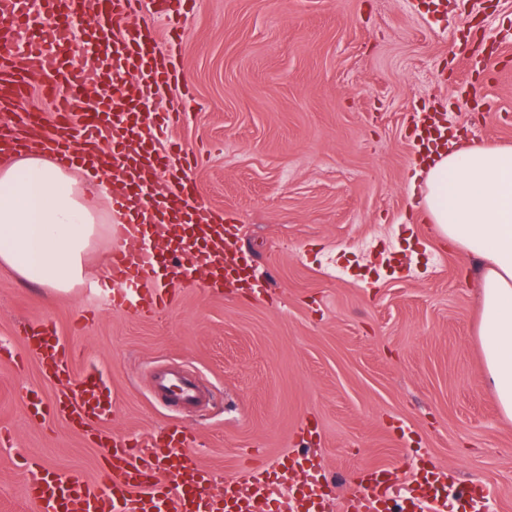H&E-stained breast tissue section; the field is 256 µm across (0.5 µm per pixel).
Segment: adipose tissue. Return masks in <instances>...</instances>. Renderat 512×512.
<instances>
[{"instance_id":"adipose-tissue-1","label":"adipose tissue","mask_w":512,"mask_h":512,"mask_svg":"<svg viewBox=\"0 0 512 512\" xmlns=\"http://www.w3.org/2000/svg\"><path fill=\"white\" fill-rule=\"evenodd\" d=\"M421 208L441 240L475 257L485 379L512 420V147L437 148L414 169ZM110 180L65 170L35 151L0 166V262L60 292L84 279L83 258Z\"/></svg>"}]
</instances>
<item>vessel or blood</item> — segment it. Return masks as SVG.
<instances>
[{
	"label": "vessel or blood",
	"mask_w": 512,
	"mask_h": 512,
	"mask_svg": "<svg viewBox=\"0 0 512 512\" xmlns=\"http://www.w3.org/2000/svg\"><path fill=\"white\" fill-rule=\"evenodd\" d=\"M187 0H96V32L110 42L124 66L112 92L90 107L85 88L103 83L102 70L80 65L73 57L72 36L87 22V0H42L51 21L42 29L33 20L29 0H0V153L41 146L56 164L71 167L95 161L121 174L126 189L112 195L113 211L125 212L121 243L104 270L112 290L109 307L138 317L156 316L171 306L184 283L202 281L214 291L240 281L242 263L223 225L212 223L198 205L199 189L188 166L164 172L156 138L170 127V115L142 111V100L171 82L175 73L164 63L155 30L135 22L140 9L167 19L180 15ZM138 81L137 96L126 89L127 77ZM47 92L52 113L31 119L16 115L18 102L34 88ZM192 218L186 238L173 248L166 265L152 246L153 230ZM27 349L39 360L44 376L59 390L53 398L23 393L32 419L53 414L71 429L103 446L98 474L90 481L42 471L31 478L28 498L37 512H276L272 486L291 473L288 456L274 469L247 468L225 478L221 493L210 490L213 475L194 448L191 431L166 425L146 443L108 438L103 424L112 415V396L99 370L74 378L75 351L53 323H31L24 332ZM446 466L432 464L429 476L441 495H425L417 481L405 489V512H448ZM324 487L311 483L301 497H290L293 512H321ZM393 486L376 476L336 503V512H388Z\"/></svg>",
	"instance_id": "1"
}]
</instances>
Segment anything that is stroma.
<instances>
[{
	"label": "stroma",
	"instance_id": "35a3bbf8",
	"mask_svg": "<svg viewBox=\"0 0 512 512\" xmlns=\"http://www.w3.org/2000/svg\"><path fill=\"white\" fill-rule=\"evenodd\" d=\"M153 25L179 72L168 136L265 292L193 286L149 319L112 310L92 288L119 243L105 224L70 292L0 265L15 355L0 361V512H36L24 461L90 479L101 457L21 401L57 392L21 342L38 320L75 348L76 371H104L109 431L139 441L182 422L216 479L308 453L350 494L369 468L421 476L435 461L457 478L450 512H512V421L483 380L476 261L422 227L408 189L427 113L460 146H512V0H197L178 42ZM157 367L195 378L208 405L167 403Z\"/></svg>",
	"mask_w": 512,
	"mask_h": 512
}]
</instances>
